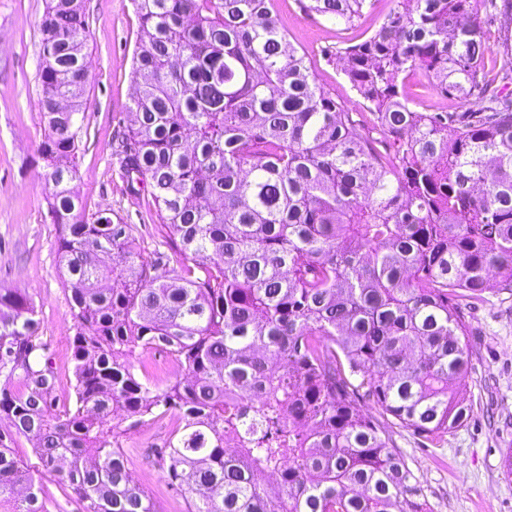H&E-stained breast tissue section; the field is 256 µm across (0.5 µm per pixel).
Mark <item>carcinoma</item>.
<instances>
[{
    "instance_id": "obj_1",
    "label": "carcinoma",
    "mask_w": 512,
    "mask_h": 512,
    "mask_svg": "<svg viewBox=\"0 0 512 512\" xmlns=\"http://www.w3.org/2000/svg\"><path fill=\"white\" fill-rule=\"evenodd\" d=\"M124 175L181 261L146 260L130 224L87 217L75 188L84 0L42 15L40 155L69 292L73 405L59 410L36 306L0 291V419L83 512H156L118 438L149 416L187 512H431L369 401L432 439L470 410L464 307L512 288V98L488 90L486 28L512 0H397L329 56L389 139L381 153L320 86L270 0H133ZM373 0H307L348 26ZM416 69L479 108L420 112ZM66 100L71 112H58ZM184 374L160 390L128 356ZM0 507L47 512L0 433Z\"/></svg>"
}]
</instances>
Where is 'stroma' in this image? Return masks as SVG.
<instances>
[{
  "label": "stroma",
  "mask_w": 512,
  "mask_h": 512,
  "mask_svg": "<svg viewBox=\"0 0 512 512\" xmlns=\"http://www.w3.org/2000/svg\"><path fill=\"white\" fill-rule=\"evenodd\" d=\"M89 81L79 129L76 188L87 214L105 210L113 221L133 225L144 257L165 249L162 221L149 194L133 190L120 168L118 139L130 126L132 64L139 19L132 0H84ZM45 0H0V289L32 300L38 334L54 357L55 403H72L71 342L75 319L57 269V233L48 210V169L39 154L45 126L38 107L41 31ZM395 0H377L354 28L304 11L302 0H271V12L289 40L303 50L319 84L360 119L378 150L387 140L343 75L329 50L367 38ZM406 91L423 112L461 111L458 101L438 95L423 71ZM470 325L472 407L468 419L442 438L428 441L386 423L395 451L417 478L432 512H512V475L503 459L512 451V291L486 293L464 311ZM173 419H150L119 439L128 467L151 495L157 512H186L185 499L163 478L156 450Z\"/></svg>",
  "instance_id": "35a3bbf8"
}]
</instances>
